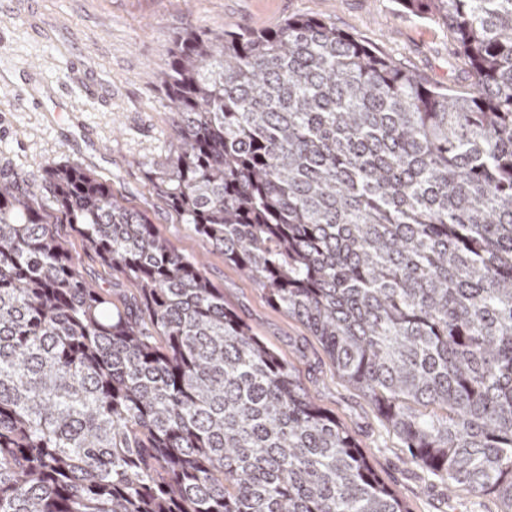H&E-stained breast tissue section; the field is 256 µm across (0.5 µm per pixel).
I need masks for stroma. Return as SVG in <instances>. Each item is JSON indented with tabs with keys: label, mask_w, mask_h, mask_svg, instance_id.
Wrapping results in <instances>:
<instances>
[{
	"label": "stroma",
	"mask_w": 512,
	"mask_h": 512,
	"mask_svg": "<svg viewBox=\"0 0 512 512\" xmlns=\"http://www.w3.org/2000/svg\"><path fill=\"white\" fill-rule=\"evenodd\" d=\"M303 15L336 25L430 85L473 88V71L450 32L399 12L394 0H0V167L35 186L46 167H81L146 214L177 251L203 257L225 303L336 415L410 512H500L492 497L449 492L410 465L364 394L337 377L317 338L180 223L148 182V170L176 144L161 82L175 38L189 30L261 31ZM73 246L82 276L123 303L127 283L113 279L81 240Z\"/></svg>",
	"instance_id": "obj_1"
}]
</instances>
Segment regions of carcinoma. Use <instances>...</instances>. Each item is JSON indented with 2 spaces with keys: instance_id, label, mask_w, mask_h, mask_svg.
Masks as SVG:
<instances>
[{
  "instance_id": "carcinoma-1",
  "label": "carcinoma",
  "mask_w": 512,
  "mask_h": 512,
  "mask_svg": "<svg viewBox=\"0 0 512 512\" xmlns=\"http://www.w3.org/2000/svg\"><path fill=\"white\" fill-rule=\"evenodd\" d=\"M474 77L423 85L319 19L179 36L180 217L304 324L448 488L512 512V0H397ZM0 168V512H410L348 430L112 185ZM63 233L71 235L74 250L77 252L76 256L79 257L82 276L93 283L99 284L104 288H112V301L117 305L124 302V297L127 295L128 284L124 281L112 279V270L101 264V262L90 251H87L81 240L74 237L68 225H55Z\"/></svg>"
}]
</instances>
